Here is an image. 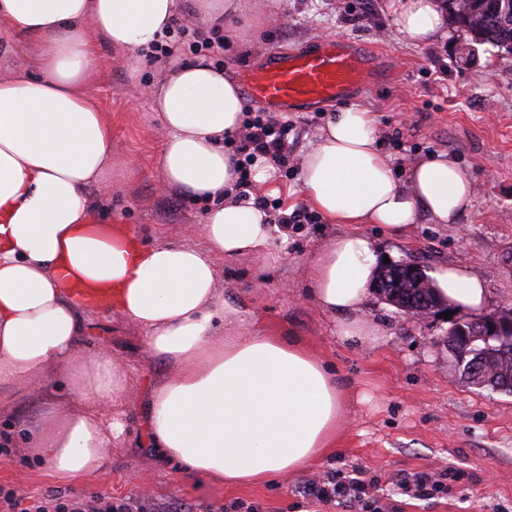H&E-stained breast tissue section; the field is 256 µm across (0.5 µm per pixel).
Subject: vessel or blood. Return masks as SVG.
I'll return each instance as SVG.
<instances>
[{
	"instance_id": "obj_1",
	"label": "vessel or blood",
	"mask_w": 512,
	"mask_h": 512,
	"mask_svg": "<svg viewBox=\"0 0 512 512\" xmlns=\"http://www.w3.org/2000/svg\"><path fill=\"white\" fill-rule=\"evenodd\" d=\"M377 59L369 50L338 38L308 51H271L244 77L249 101L273 112H301L324 103L353 99L371 87Z\"/></svg>"
}]
</instances>
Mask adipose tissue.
I'll list each match as a JSON object with an SVG mask.
<instances>
[{
  "instance_id": "adipose-tissue-1",
  "label": "adipose tissue",
  "mask_w": 512,
  "mask_h": 512,
  "mask_svg": "<svg viewBox=\"0 0 512 512\" xmlns=\"http://www.w3.org/2000/svg\"><path fill=\"white\" fill-rule=\"evenodd\" d=\"M399 32L424 46L445 35L441 0H389ZM176 0H0V21L37 44L39 71L0 79V388L24 391L57 373L63 396L46 402L27 442L62 484L102 469L130 396L119 361L83 351L88 321L108 299L141 332L147 355L173 369L148 400L161 458L230 486L302 469L330 448L345 417L335 373L298 340L247 328L217 288L226 258L272 256L271 217L237 202L225 138L243 130L235 78L204 56L168 59L152 90L167 133L158 166L166 184L206 202L200 246H145L123 225L93 218L90 191L109 197L112 128L81 93L95 43L138 58L161 40ZM370 112H336L299 162L304 200L334 224H377L398 235L420 218L455 223L472 198L470 171L440 153L399 180ZM376 256L355 233L332 238L309 263L308 289L358 340ZM438 295L482 309V280L463 266L432 276Z\"/></svg>"
}]
</instances>
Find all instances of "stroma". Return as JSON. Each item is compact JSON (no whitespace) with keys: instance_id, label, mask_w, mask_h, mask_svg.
<instances>
[{"instance_id":"1","label":"stroma","mask_w":512,"mask_h":512,"mask_svg":"<svg viewBox=\"0 0 512 512\" xmlns=\"http://www.w3.org/2000/svg\"><path fill=\"white\" fill-rule=\"evenodd\" d=\"M241 13L225 18L223 67L235 77L261 64L274 49L309 50L343 37L377 52L382 73L351 105L371 112L379 145L399 176L439 152L470 169L471 203L456 223L420 220L401 237L374 224L359 231L378 256L414 260L427 272L445 265L469 268L485 283V312L512 311V52L487 44L463 50L456 30L425 46L398 32L388 0H243ZM276 24H269L271 15ZM38 50L16 41L0 21V78L37 69ZM164 61H131L106 44L82 86L84 96L112 126V199L98 211L139 234L145 245L203 242L206 203L170 189L156 157L166 138L151 110L150 89ZM340 106L325 103L291 113V160L314 146L321 128ZM282 254L272 262L251 256L218 265V288L246 322L268 336H289L315 353L338 376L347 402L345 423L325 455L305 468L265 482L230 487L180 464L157 459L146 427L148 392L169 376L168 366L147 356L140 331L116 312L98 314L83 349L105 347L120 360L132 395L116 417L127 436L112 449L107 466L73 485H60L36 452L17 444L0 455V487L23 496L61 501L109 495L145 504L150 512H315L303 495L313 480H336L363 468L377 484L370 491L389 512H512V394L469 384L446 339L452 319L413 320L372 295L364 312L374 336L348 340L337 322L307 292L309 262L345 224L271 227ZM59 383L14 398L0 412V431L20 434L38 420L42 402ZM419 472L440 475L432 498L409 496L399 478Z\"/></svg>"}]
</instances>
